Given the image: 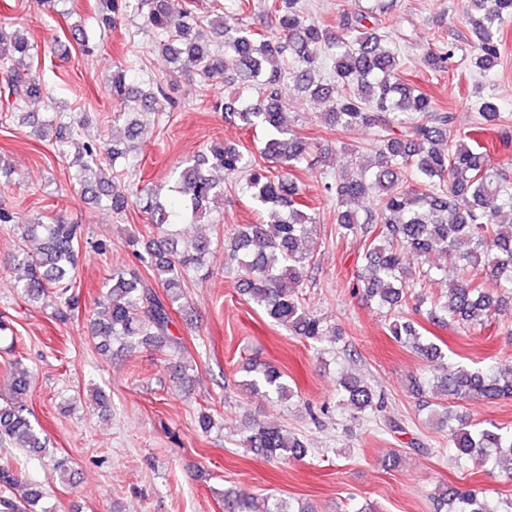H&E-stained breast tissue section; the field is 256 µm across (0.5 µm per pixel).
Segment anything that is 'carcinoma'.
Wrapping results in <instances>:
<instances>
[{
  "label": "carcinoma",
  "mask_w": 512,
  "mask_h": 512,
  "mask_svg": "<svg viewBox=\"0 0 512 512\" xmlns=\"http://www.w3.org/2000/svg\"><path fill=\"white\" fill-rule=\"evenodd\" d=\"M396 0H373V6L344 19L335 33L305 15L299 0H273L277 28L257 33L242 23L244 0H233L224 11L205 19L192 0L174 12L168 0H95L99 32L112 30L116 19L133 14L143 18L158 41L156 50L171 62L187 59L204 79L216 76L237 86V94L215 102L227 121H240L247 128H262L266 140L261 154L275 163L261 165L249 152L236 146L211 143L187 161L167 190L146 184L137 191L140 211L159 240L141 245V234L129 232L125 243L147 270L135 267L112 272L90 319L91 335L109 348L113 341L127 348L151 346L186 353L181 338L170 331L171 310L181 306L189 273L202 267L211 246L199 238L178 248L181 227L198 224L209 216L210 203L224 197L225 179L241 178L240 189L254 209H273L271 222L238 224L228 237L243 294L275 323L309 343L328 335L323 321L300 302L307 267L314 256L311 225L317 212L304 200L288 176L315 163L305 138L288 124L282 101L288 88L302 97L326 105V124L337 129L362 125L376 128L379 137L369 151L355 150L354 173L325 186L340 202L368 201L364 213L345 209L336 213V235L363 239V268L359 287L379 307L392 310L405 301L409 285L403 276L402 259L410 250L420 256L434 251L452 252L459 271L449 280L448 300L429 309L433 320L443 314L467 325L481 324L498 307L494 291L512 288V176L490 159L487 146L476 138L454 133L455 115L441 112L432 96L400 77L401 60L387 45L382 16ZM465 17L475 35L476 50L470 67L489 73L500 56V33L512 18V0H465ZM90 51L87 30L74 25L68 43L57 41L53 52L65 58L70 46ZM454 46L430 50L424 56L428 71L449 69ZM35 47L18 30L0 29V94L13 99L8 114L21 125L55 130L59 151L74 142L77 151L71 163L72 180L84 200L104 204L112 211L126 209L128 197L121 190L125 172L116 161L136 149L143 122L140 118L159 112L167 101L164 84L147 91L135 87L130 69L112 66L107 93L124 115L129 99L138 101L139 112L127 117L125 141L102 146L78 141L70 123L54 112L39 119L22 111L44 95V82L37 72ZM330 66L333 79L321 70ZM475 123L484 126L504 121L498 100L480 96L474 101ZM417 183L420 189L411 188ZM0 224L17 225L12 254L15 267L24 270L15 284L17 294L29 303L53 297L55 316L64 321L78 305L72 288L76 283L77 259L82 244V225L34 221L17 223L15 213L0 207ZM395 341L411 343L427 361L439 363L445 354L432 342H422L414 323L399 317L389 324ZM9 386L13 394L27 391L28 370L21 360L9 363ZM253 392H264L279 401L290 400L294 391L282 372L271 364L252 369L246 383ZM343 401L356 417L377 409L383 399L363 380L344 376L339 380ZM416 394H429V406L444 407V401L494 398L512 395V375L501 378L485 370L456 367L432 379L412 381ZM457 459L481 465L506 464L512 474V430L494 423L467 430L448 426ZM239 444L268 461L300 458L304 443L282 426L253 422L242 431ZM0 445L35 454L46 451L47 438L24 414L23 406L0 403ZM19 478L6 458L0 459V512H52L41 505L45 492L33 485L17 500L11 490ZM437 512H512L505 505L472 488L442 487L431 495ZM224 512H310L284 499L261 500L241 491H224Z\"/></svg>",
  "instance_id": "obj_1"
}]
</instances>
